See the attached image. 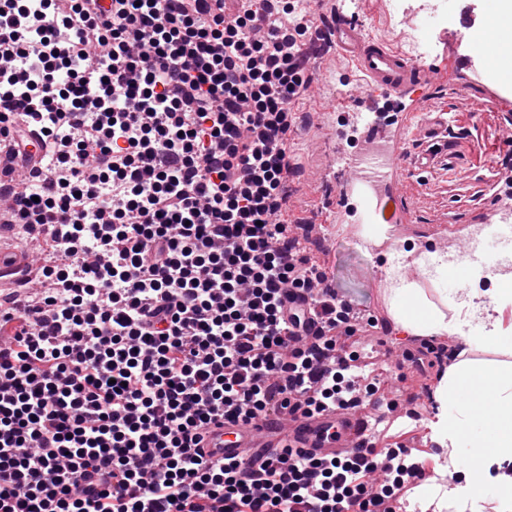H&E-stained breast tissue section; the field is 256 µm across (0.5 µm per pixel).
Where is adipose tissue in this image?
Instances as JSON below:
<instances>
[{"mask_svg": "<svg viewBox=\"0 0 512 512\" xmlns=\"http://www.w3.org/2000/svg\"><path fill=\"white\" fill-rule=\"evenodd\" d=\"M489 305L471 299L449 301L446 292L429 300L418 283L395 274L389 289L392 315L397 323L422 335L456 334L471 343L469 329L479 326L487 341L502 353L501 361L486 364L462 359L451 365L435 393L442 409L451 411L450 439L474 452V465L465 491L481 490L492 468L512 461V326H503L498 310L512 306V289L489 290Z\"/></svg>", "mask_w": 512, "mask_h": 512, "instance_id": "obj_1", "label": "adipose tissue"}]
</instances>
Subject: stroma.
<instances>
[{
  "label": "stroma",
  "instance_id": "stroma-1",
  "mask_svg": "<svg viewBox=\"0 0 512 512\" xmlns=\"http://www.w3.org/2000/svg\"><path fill=\"white\" fill-rule=\"evenodd\" d=\"M358 3L359 20L398 51L406 50L414 28L429 25L434 42L428 59L447 68L448 48L439 38L443 22H427L424 15L415 11L406 20H399L390 0ZM315 69L289 136L297 170L291 183L288 211L296 216L293 226L310 262L325 271L329 284L339 294L366 314L381 319L388 315L382 288L391 267L388 257L356 240L352 224L320 221L321 213L331 212L336 206L338 177L333 158L346 145L336 121V77L339 72H351L352 66L349 60L332 52L318 59ZM441 112L448 115V139L455 143L457 151L450 162L439 163L431 172L421 174L408 200L410 229L397 238L394 248L408 253L413 260L424 251L423 236L434 232L433 221L438 217H448L455 225L448 234L449 243L462 241L471 212L490 199L500 172L498 157L511 149L503 139V130L512 123V98L491 109L486 105L485 88L480 82H471L461 94L454 82L444 79L433 86L428 107L419 120L427 122ZM342 342L348 347L358 342L386 353V361L364 369L369 382L375 385L377 398L387 400L401 391L412 395L436 388L439 383L431 355L419 351L420 335L399 328L386 335L377 327L369 334L343 337ZM418 410L416 419L397 417L389 427L379 429L373 440L374 449H410L430 483L439 470H446L440 493L455 500L474 459L469 449L459 446L454 459L443 462L440 450L444 440L435 429L440 411L427 402L419 405Z\"/></svg>",
  "mask_w": 512,
  "mask_h": 512
}]
</instances>
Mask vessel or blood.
Segmentation results:
<instances>
[{"mask_svg": "<svg viewBox=\"0 0 512 512\" xmlns=\"http://www.w3.org/2000/svg\"><path fill=\"white\" fill-rule=\"evenodd\" d=\"M444 36L452 59L451 79L466 88L475 60H486L487 99L491 105H500L498 63L512 51V17L499 11L496 0H489L483 17L460 12L450 20ZM332 40L352 60L367 87L366 92L336 100L338 109L351 112L355 124L364 127L368 142L362 154L337 153L340 194L356 199L359 223L375 225L376 237L385 241L392 237L394 225L406 221L404 199L411 187V167L431 169L449 154L448 122L438 117L428 125V149L415 165H408L406 157L410 120L425 109L442 71L434 64L408 59L368 36L358 20L341 12L332 23ZM380 96L388 98L397 112L393 122L384 126L372 118ZM475 224L477 232L467 237L463 259L448 264L449 275L462 285L477 274H512V203L480 214ZM369 431L368 418L347 409H328L312 416L282 414L248 423L224 417L205 427L200 446L211 461H245L276 448H293L314 459L332 458L356 452Z\"/></svg>", "mask_w": 512, "mask_h": 512, "instance_id": "1", "label": "vessel or blood"}]
</instances>
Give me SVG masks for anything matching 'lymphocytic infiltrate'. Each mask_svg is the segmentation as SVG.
<instances>
[{
    "mask_svg": "<svg viewBox=\"0 0 512 512\" xmlns=\"http://www.w3.org/2000/svg\"><path fill=\"white\" fill-rule=\"evenodd\" d=\"M31 2L0 0V201L50 257L0 311V512H392L419 463L198 448L224 415L351 406L346 302L283 218L315 22L295 0Z\"/></svg>",
    "mask_w": 512,
    "mask_h": 512,
    "instance_id": "lymphocytic-infiltrate-1",
    "label": "lymphocytic infiltrate"
}]
</instances>
